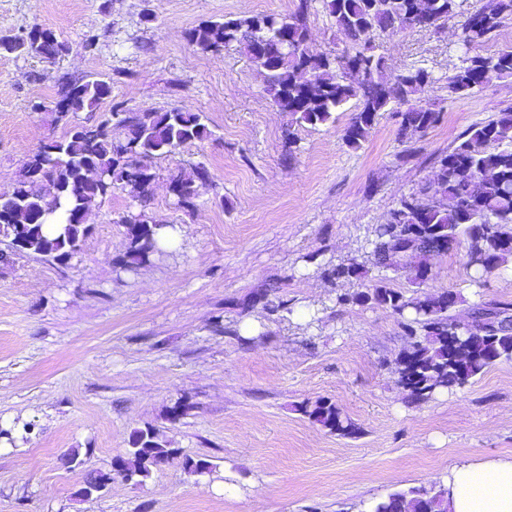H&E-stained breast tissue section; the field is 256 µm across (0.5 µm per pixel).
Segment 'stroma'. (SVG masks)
<instances>
[{"mask_svg":"<svg viewBox=\"0 0 512 512\" xmlns=\"http://www.w3.org/2000/svg\"><path fill=\"white\" fill-rule=\"evenodd\" d=\"M299 0H0V37L53 32L65 52L48 61L0 53V192L28 157L86 113L58 117L63 80L100 78L112 94L97 108H180L203 113L209 136L154 162L147 206L117 189L97 201L91 235L60 264L0 244V512H357L394 491L431 488L459 460L512 455V361L463 388L408 403L395 382L407 344L397 318L376 306H344V292L380 280L410 291L404 276L369 267L336 282L328 264L367 261L379 224L398 200L430 178L438 154L468 128L512 108V80L452 97L446 76L464 55L457 19L438 29L380 35L388 71L424 67L422 95L440 121L406 153L398 119L378 117L350 149L354 104L317 127L293 126L264 80L233 47L204 52L189 31L227 16L290 14ZM309 47L344 50L322 6L308 17ZM98 36L86 49V36ZM205 167L196 206L179 207L170 178ZM176 228V243L134 270L126 213ZM464 248L434 260L425 291H451L466 320L475 307L512 303V265L466 267ZM276 288L285 319L249 306ZM332 401L355 424L330 433L298 410ZM184 407L172 420L174 407ZM153 426L193 458L213 463L198 477L180 462L145 484L114 480L77 497L85 472L109 469L131 433ZM79 449L83 467L65 456Z\"/></svg>","mask_w":512,"mask_h":512,"instance_id":"stroma-1","label":"stroma"}]
</instances>
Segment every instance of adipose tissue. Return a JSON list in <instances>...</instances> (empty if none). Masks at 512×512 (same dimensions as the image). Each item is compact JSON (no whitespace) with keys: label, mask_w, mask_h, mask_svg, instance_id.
<instances>
[{"label":"adipose tissue","mask_w":512,"mask_h":512,"mask_svg":"<svg viewBox=\"0 0 512 512\" xmlns=\"http://www.w3.org/2000/svg\"><path fill=\"white\" fill-rule=\"evenodd\" d=\"M440 481L448 512H512V456L454 463Z\"/></svg>","instance_id":"ef3b65f1"}]
</instances>
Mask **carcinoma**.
<instances>
[{"instance_id":"carcinoma-1","label":"carcinoma","mask_w":512,"mask_h":512,"mask_svg":"<svg viewBox=\"0 0 512 512\" xmlns=\"http://www.w3.org/2000/svg\"><path fill=\"white\" fill-rule=\"evenodd\" d=\"M338 32L351 44L358 65L346 73L338 55L312 53L308 49L307 14L310 4L301 0L291 14H259L207 21L188 32L190 45L202 51H220L236 44L266 77L265 91L274 106L290 117V124L316 127L333 119L346 103L355 101V112L345 129L348 147L365 143L381 112L400 118L399 137L417 143L434 126L440 112L422 102L420 94L431 81L422 67L385 73L383 57L375 53V39L388 30L407 27L435 29L456 13L457 0H322ZM474 14L481 17L478 30L470 16L458 22V41L466 49L491 40L512 20V0H479ZM54 58L64 50L54 35L38 27L20 40L0 39V51ZM481 69L490 80L512 79V50L468 56L448 73L451 96L479 92L486 84H474L471 74ZM112 94L104 79L66 81L59 90L58 113L93 112ZM125 130L121 140L112 138V126ZM210 134L199 112L173 108L165 112L147 109L130 114L114 110L111 117L78 125L38 149L24 163L11 189L0 192V241L11 251L39 255L63 263L80 251L92 225L82 221L97 198L112 190H126L144 204L155 178L153 160L177 147ZM103 175L98 184L88 172ZM208 177L203 166L186 175L171 177L178 203L194 205L196 181ZM128 247L121 263L134 269L160 250L161 224H151L145 214L122 215ZM466 242L468 265L489 272L512 255V109L469 128L450 150L436 157L431 180L419 190L401 197L384 224L378 225L371 253L372 266L406 276L417 288L427 282L422 270L444 253ZM326 277L352 281L363 275L353 259L324 268ZM253 302L271 313L288 310L274 290L257 293ZM343 305H374L400 318L408 337L404 351L410 359L396 370L397 385L410 402L420 404L436 393L462 388L499 361H512V323L481 333L458 321L453 311L457 294L424 293L406 296L379 282L369 291L348 292L338 297ZM302 415L331 433L350 436L355 426L329 400L316 399L300 406ZM124 454L123 471L87 473L78 496L104 492L120 477L141 485L152 472L180 457L152 426L134 430ZM189 473L202 475L213 464L204 458L183 459ZM373 512H447L446 490L413 488L392 492Z\"/></svg>"}]
</instances>
